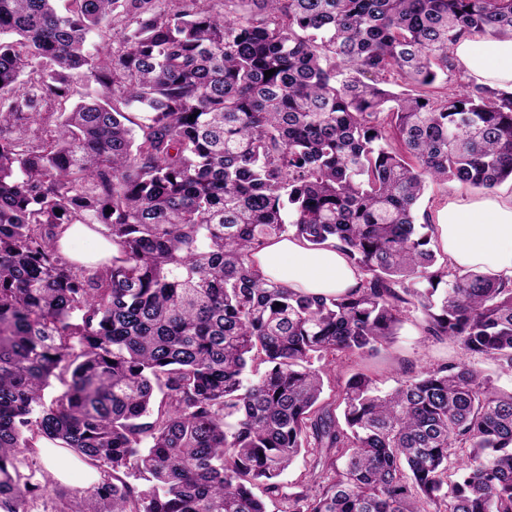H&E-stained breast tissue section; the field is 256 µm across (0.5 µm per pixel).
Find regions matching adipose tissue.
Here are the masks:
<instances>
[{"label": "adipose tissue", "instance_id": "ef3b65f1", "mask_svg": "<svg viewBox=\"0 0 512 512\" xmlns=\"http://www.w3.org/2000/svg\"><path fill=\"white\" fill-rule=\"evenodd\" d=\"M453 54L475 82L512 89V35H466ZM439 219L453 266L512 279V199L453 200ZM255 260L263 276L315 294L347 292L361 281L331 245L314 249L288 237L266 245Z\"/></svg>", "mask_w": 512, "mask_h": 512}]
</instances>
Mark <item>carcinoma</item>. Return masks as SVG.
<instances>
[{
  "label": "carcinoma",
  "mask_w": 512,
  "mask_h": 512,
  "mask_svg": "<svg viewBox=\"0 0 512 512\" xmlns=\"http://www.w3.org/2000/svg\"><path fill=\"white\" fill-rule=\"evenodd\" d=\"M58 2L0 0V512L41 496V440L98 473L53 512H512V391L473 365L321 399L412 311L512 371V282L438 263L417 212L432 181L512 180V90H429L512 0ZM90 231L112 249L64 252ZM288 235L360 287L263 278Z\"/></svg>",
  "instance_id": "cac0c4a2"
}]
</instances>
